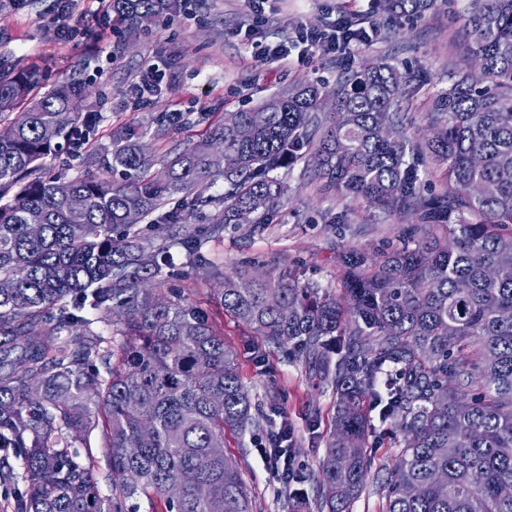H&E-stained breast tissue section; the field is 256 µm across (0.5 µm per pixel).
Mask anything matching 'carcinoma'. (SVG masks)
Instances as JSON below:
<instances>
[{"label":"carcinoma","mask_w":512,"mask_h":512,"mask_svg":"<svg viewBox=\"0 0 512 512\" xmlns=\"http://www.w3.org/2000/svg\"><path fill=\"white\" fill-rule=\"evenodd\" d=\"M185 0H111L118 25L180 12ZM424 0H372L371 14L410 17ZM467 55L485 78L455 76L419 142L400 117L407 76L381 62L354 71L317 113L320 88L303 85L238 111L249 129L220 124L151 172L153 144L126 131L87 158L101 174L65 179L44 160L92 130L96 115L67 111L88 93L75 70L39 98L35 69L0 67V336L22 354L0 371V478L23 462L26 491L13 512H252L224 431L255 424L238 354L213 319L164 290L176 267L220 280L215 305L266 343L313 365L336 393L334 433L314 479L319 512H351L372 462L366 401L402 433L398 465L383 485L385 512H512V0H474ZM392 128L394 138L382 132ZM56 137L45 136L46 129ZM309 147L315 177L341 197L410 216L422 237L381 259L339 256L342 296L288 278L224 275L201 254L186 219L210 208L218 238L243 210L270 224L285 196L272 173ZM445 168L446 187L423 193L419 160ZM477 155L481 163L471 164ZM224 180V192L206 186ZM475 183L489 193L473 195ZM85 201L75 213L67 197ZM178 198L177 206L164 210ZM155 216L154 235L138 224ZM41 231L28 232L31 218ZM119 318V338L91 329L84 311ZM224 398L214 411L210 401ZM97 436L103 460L68 454V440ZM112 481L101 493L97 470ZM181 496L168 499L169 483Z\"/></svg>","instance_id":"obj_1"}]
</instances>
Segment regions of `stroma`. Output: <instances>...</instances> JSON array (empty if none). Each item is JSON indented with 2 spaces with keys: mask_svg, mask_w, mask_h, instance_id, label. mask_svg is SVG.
I'll list each match as a JSON object with an SVG mask.
<instances>
[{
  "mask_svg": "<svg viewBox=\"0 0 512 512\" xmlns=\"http://www.w3.org/2000/svg\"><path fill=\"white\" fill-rule=\"evenodd\" d=\"M471 3L431 0L420 17L396 23L377 16L370 23L369 40L351 56L319 55L276 66L262 55V45L293 39L304 25L328 26L344 10L368 14L370 0H270L264 23L250 37L245 34L251 22L245 0H189L184 12L161 18L147 36L115 32L101 0H78L73 14L97 21L101 38L96 42L80 33L68 37L60 32L57 0H0V66L40 70L51 84L81 68L90 85L81 109L100 118L90 145L108 144L110 133L123 129L151 140L159 158L205 139L211 123L224 113L303 82L335 90L348 71L369 62L392 63L409 73L403 122L411 132L426 129L435 98L464 64ZM150 59L157 60L166 76L157 92L140 97L133 85ZM174 112L184 114L187 124L159 129L157 118ZM310 157L303 152L293 166L277 170L288 193L272 223L225 225L223 238L205 240L206 257L228 274L240 269L284 274L336 293L341 275L337 257L343 249L382 255L410 243L413 226L407 217L382 212L361 199L338 198L315 179ZM175 284L185 297L211 310L225 342L238 352L257 424L242 437L227 436L225 453L238 466L253 512H314L319 488L313 475L334 428L331 389L304 361L258 346L245 326L215 309L214 283L181 274ZM269 416L289 433L292 469L307 476L304 501L289 497L266 462L273 451L265 422ZM401 443L400 432L386 425L370 437L371 475L351 512H385L381 484L399 460Z\"/></svg>",
  "mask_w": 512,
  "mask_h": 512,
  "instance_id": "obj_1",
  "label": "stroma"
}]
</instances>
